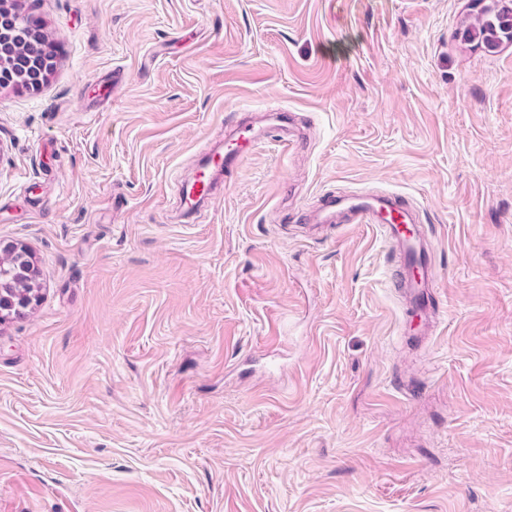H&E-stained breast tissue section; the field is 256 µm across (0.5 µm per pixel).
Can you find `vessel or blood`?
<instances>
[{
	"instance_id": "obj_1",
	"label": "vessel or blood",
	"mask_w": 512,
	"mask_h": 512,
	"mask_svg": "<svg viewBox=\"0 0 512 512\" xmlns=\"http://www.w3.org/2000/svg\"><path fill=\"white\" fill-rule=\"evenodd\" d=\"M261 132L253 126H237L224 141V149L208 154L206 170L198 174L197 183L203 194H211L213 180L206 171L231 174L238 170ZM306 222L319 227L334 224H375L391 247L396 267L391 276L395 292L415 309L428 311L430 260L432 248L428 234L419 225L415 211L395 192L379 194L329 195L305 215Z\"/></svg>"
}]
</instances>
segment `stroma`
<instances>
[{"label": "stroma", "instance_id": "obj_1", "mask_svg": "<svg viewBox=\"0 0 512 512\" xmlns=\"http://www.w3.org/2000/svg\"><path fill=\"white\" fill-rule=\"evenodd\" d=\"M20 3L56 63L0 90L41 294L0 322V512H512V43L473 0ZM243 109L264 137L186 213ZM379 191L432 236L431 336L376 225L301 226ZM512 19L511 16H505L503 13L491 12L484 15L482 18H477V25L482 26V30L488 29L490 38L486 41L485 45L488 48H496L501 43L512 42V23L507 19ZM473 26V27H475Z\"/></svg>", "mask_w": 512, "mask_h": 512}]
</instances>
